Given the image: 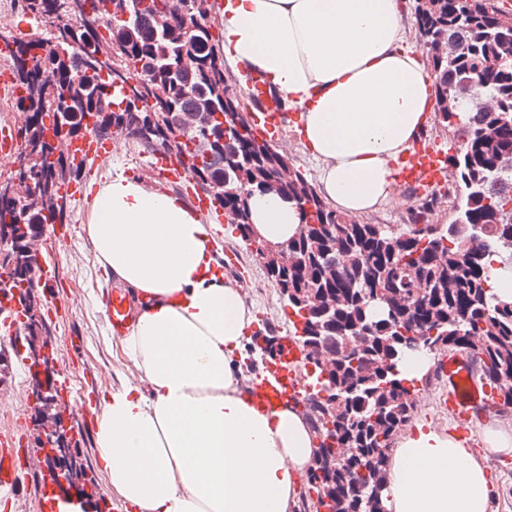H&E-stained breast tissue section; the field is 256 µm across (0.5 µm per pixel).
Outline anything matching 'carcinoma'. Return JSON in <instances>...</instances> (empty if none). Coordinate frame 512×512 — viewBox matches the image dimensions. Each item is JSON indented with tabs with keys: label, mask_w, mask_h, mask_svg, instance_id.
Wrapping results in <instances>:
<instances>
[{
	"label": "carcinoma",
	"mask_w": 512,
	"mask_h": 512,
	"mask_svg": "<svg viewBox=\"0 0 512 512\" xmlns=\"http://www.w3.org/2000/svg\"><path fill=\"white\" fill-rule=\"evenodd\" d=\"M104 32L73 21L64 0H21V14L39 34V54L22 71L26 97L16 101L25 161L18 174L36 184L24 197H0V270L23 285L26 312L21 331L31 347L49 348L36 291L39 269L32 246L43 225L61 223L66 209L62 186L81 168L64 155L45 153V135L61 121L76 138L88 131L107 136L121 119L144 148L174 149L190 161L193 178L229 184L237 194L217 199L235 210L237 228L248 241L247 195L254 189L286 194L306 206L305 228L288 240L297 262L285 268L271 254L261 257L267 278L299 324L297 341L308 355L329 353L331 363L314 362L316 383L306 398L317 433L336 443L325 449L307 474L313 512H383L380 496L368 509L366 493L382 487L387 454L415 411L414 391L400 377L398 363L409 340L421 346L469 349L478 355L481 376L512 405V302L491 294L485 257L493 252L512 264V170L499 158L512 152V24L498 19L494 0H415L422 45L449 38L459 47L452 59H432L438 123L458 140L448 165L457 168L458 210L442 227L417 234L415 225L361 224L331 209L316 188L296 173L282 184L285 159L258 137L250 119L227 144L210 143L195 127L197 112H235L224 102V58L205 27L209 0H188L184 15L167 13L165 0H92ZM130 18H124L125 12ZM192 52V68L180 53ZM120 58L126 76L136 74L154 99V111L132 107L121 87L89 62L92 55ZM479 91L498 103L493 112L471 110L462 90ZM37 426L59 423L61 404L34 380ZM47 472L69 484L77 479L74 457L57 463L47 448Z\"/></svg>",
	"instance_id": "obj_1"
}]
</instances>
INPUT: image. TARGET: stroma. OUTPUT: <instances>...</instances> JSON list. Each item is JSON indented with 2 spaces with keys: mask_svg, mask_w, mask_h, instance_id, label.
Listing matches in <instances>:
<instances>
[{
  "mask_svg": "<svg viewBox=\"0 0 512 512\" xmlns=\"http://www.w3.org/2000/svg\"><path fill=\"white\" fill-rule=\"evenodd\" d=\"M150 163L149 153L130 138L123 141L118 153L94 157L92 166L85 168L79 177L86 186L84 196L73 197L67 206L65 223L49 225L46 234L52 245L50 255L58 270L53 293L60 304L56 312L45 315L44 321L55 347L59 373L70 377L76 403L87 411L85 421L71 420L67 427L81 432L71 450L86 479L104 490L98 502V512H129L126 503L107 490L108 481L95 445V429L102 396L136 383L137 375L131 362L121 355L119 338L109 332L102 296L105 289L114 287L115 282L98 266L82 225L99 182L121 172L154 185ZM402 196L403 204L368 213L362 216V223L442 225L454 218L446 204L436 201L434 191L416 193L406 188ZM210 218L215 222L217 250L229 248L242 258L246 278L240 286L253 310L254 326H267L282 336L293 334L295 317L268 281L262 261L242 242L235 225L220 221L215 212ZM69 336L80 337L79 349L65 345L64 340ZM444 393L445 386L436 372H429L417 383L414 422L430 424L443 432L453 431L455 425L442 403ZM35 417L31 374L16 359L10 340L0 337V435L16 437L24 447L36 450Z\"/></svg>",
  "mask_w": 512,
  "mask_h": 512,
  "instance_id": "obj_1",
  "label": "stroma"
}]
</instances>
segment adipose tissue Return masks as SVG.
I'll return each instance as SVG.
<instances>
[{
	"instance_id": "adipose-tissue-1",
	"label": "adipose tissue",
	"mask_w": 512,
	"mask_h": 512,
	"mask_svg": "<svg viewBox=\"0 0 512 512\" xmlns=\"http://www.w3.org/2000/svg\"><path fill=\"white\" fill-rule=\"evenodd\" d=\"M224 59L260 73L299 114L322 198L360 217L402 202L393 164L429 125L434 77L399 0H215ZM253 227L294 238L295 200L254 193ZM84 229L101 268L142 300L121 349L139 385L105 395L95 442L111 492L139 512H298L317 433L300 408L257 410L243 351L252 312L226 279L213 227L186 203L116 175ZM385 512H492L482 457L419 423L388 455Z\"/></svg>"
}]
</instances>
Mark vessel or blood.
<instances>
[{
	"label": "vessel or blood",
	"mask_w": 512,
	"mask_h": 512,
	"mask_svg": "<svg viewBox=\"0 0 512 512\" xmlns=\"http://www.w3.org/2000/svg\"><path fill=\"white\" fill-rule=\"evenodd\" d=\"M246 92L255 102L252 122L257 131L277 135L286 114L268 83L260 73H253ZM113 148L108 137L88 134L81 138L62 141L61 150L73 163H81L94 153H106ZM443 149L427 146L402 159L397 176L401 183L422 192L444 182L447 165ZM156 179L165 184L187 183L191 174L185 159L157 150L151 163ZM105 316L113 334L124 335L136 320L134 304L127 291L112 288L103 296ZM265 357L256 382L249 391L251 403L263 411H272L281 406L303 401L310 390L306 379L298 377L297 368L307 360V354L295 337L275 336L260 332L256 338ZM435 369L444 380L448 390L444 405L460 424H469L474 415L494 409L499 404V391L486 380L476 378L473 358L467 352L452 350L442 355ZM42 466L39 457L27 449L16 446L11 439L0 440V498L10 499L18 472L37 470ZM68 499L56 483L50 482L42 488L41 512H65Z\"/></svg>",
	"instance_id": "vessel-or-blood-1"
}]
</instances>
